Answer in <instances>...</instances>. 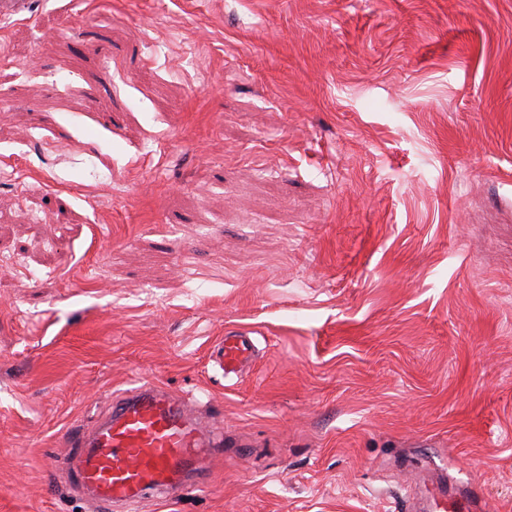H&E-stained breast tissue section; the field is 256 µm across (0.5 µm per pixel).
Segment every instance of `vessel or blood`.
<instances>
[{"label":"vessel or blood","instance_id":"1","mask_svg":"<svg viewBox=\"0 0 512 512\" xmlns=\"http://www.w3.org/2000/svg\"><path fill=\"white\" fill-rule=\"evenodd\" d=\"M253 353L248 333L231 332L212 357L230 375ZM217 427V420L192 416L182 400L166 390L142 385L115 397L91 431L72 435L71 452L60 465L95 512H112L114 505L149 494L176 496L223 447Z\"/></svg>","mask_w":512,"mask_h":512}]
</instances>
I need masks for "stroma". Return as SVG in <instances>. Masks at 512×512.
<instances>
[{
	"label": "stroma",
	"mask_w": 512,
	"mask_h": 512,
	"mask_svg": "<svg viewBox=\"0 0 512 512\" xmlns=\"http://www.w3.org/2000/svg\"><path fill=\"white\" fill-rule=\"evenodd\" d=\"M2 170L0 512L143 382L229 446L136 512H512V0H37ZM254 353L252 337L247 332L228 333L212 351L215 364L224 371V377L239 372Z\"/></svg>",
	"instance_id": "obj_1"
}]
</instances>
